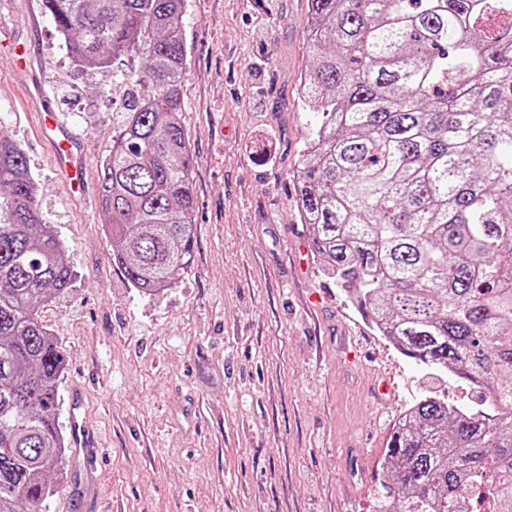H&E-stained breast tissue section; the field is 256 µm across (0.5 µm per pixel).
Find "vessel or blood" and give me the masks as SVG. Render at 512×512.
<instances>
[{
    "label": "vessel or blood",
    "instance_id": "vessel-or-blood-1",
    "mask_svg": "<svg viewBox=\"0 0 512 512\" xmlns=\"http://www.w3.org/2000/svg\"><path fill=\"white\" fill-rule=\"evenodd\" d=\"M42 129L46 137L57 147L56 164L65 177L72 194L79 195L84 191V151L79 138L72 130L60 124L55 116V107L50 99L41 102ZM70 444L78 448L85 462H94L102 436L96 426L86 417L84 412V393L82 389H73L71 394Z\"/></svg>",
    "mask_w": 512,
    "mask_h": 512
}]
</instances>
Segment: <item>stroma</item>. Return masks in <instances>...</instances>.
<instances>
[{
	"instance_id": "35a3bbf8",
	"label": "stroma",
	"mask_w": 512,
	"mask_h": 512,
	"mask_svg": "<svg viewBox=\"0 0 512 512\" xmlns=\"http://www.w3.org/2000/svg\"><path fill=\"white\" fill-rule=\"evenodd\" d=\"M41 0H0V133L26 154L45 223L76 274L41 308L69 389L105 445L93 476L71 456L47 512H377L384 451L433 379L373 331L314 258L293 171L313 115L307 0H187L181 118L193 157L192 263L141 295L112 260L97 167L123 94L82 69ZM84 141V197L68 196L38 123L35 90Z\"/></svg>"
}]
</instances>
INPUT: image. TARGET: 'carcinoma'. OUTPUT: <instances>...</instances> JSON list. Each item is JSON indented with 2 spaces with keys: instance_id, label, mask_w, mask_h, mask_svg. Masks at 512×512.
<instances>
[{
  "instance_id": "cac0c4a2",
  "label": "carcinoma",
  "mask_w": 512,
  "mask_h": 512,
  "mask_svg": "<svg viewBox=\"0 0 512 512\" xmlns=\"http://www.w3.org/2000/svg\"><path fill=\"white\" fill-rule=\"evenodd\" d=\"M79 66L126 98L99 209L128 283L192 262L181 121L185 0H45ZM314 121L293 174L312 251L403 356L480 390L399 417L379 512H512V0H308ZM24 152L0 135V512H46L63 475L61 344L38 310L72 287Z\"/></svg>"
}]
</instances>
